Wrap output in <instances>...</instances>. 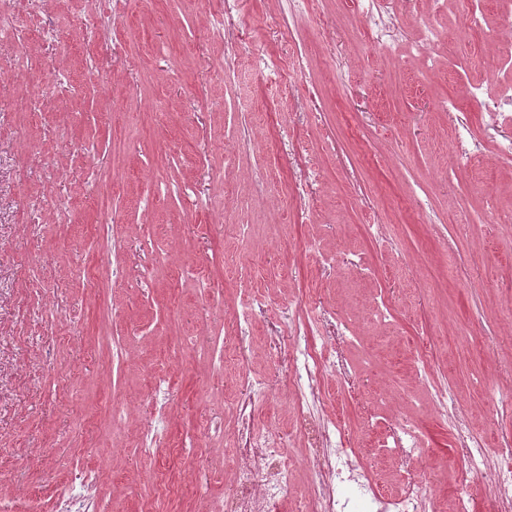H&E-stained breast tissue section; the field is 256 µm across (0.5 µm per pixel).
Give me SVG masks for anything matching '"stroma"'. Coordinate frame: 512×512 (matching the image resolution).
<instances>
[{"instance_id":"35a3bbf8","label":"stroma","mask_w":512,"mask_h":512,"mask_svg":"<svg viewBox=\"0 0 512 512\" xmlns=\"http://www.w3.org/2000/svg\"><path fill=\"white\" fill-rule=\"evenodd\" d=\"M116 6L121 18L92 30L87 0L24 2L16 33L0 36V63L24 61L0 74V507L60 512L61 486L95 468L98 512H211L232 492L241 373L273 388L256 426L300 420L279 329L310 305L359 335L346 352L356 389L322 411L343 413L350 446L390 486L365 412L410 419L423 465L453 461L413 378L419 343L473 432L493 448L512 436V395L486 386L512 371L500 342L512 334V162L492 153L512 121L486 127L512 52L483 36L512 18V0H482L478 34L464 0L438 14L401 0L408 40L429 22L447 36L431 68L374 47L352 0H310L292 24L277 0H235L245 47L231 78L204 20L224 0L95 7ZM45 19L56 45L37 34ZM295 47L307 67L281 86L249 66ZM55 71L65 83L30 111L25 87ZM472 85L482 97L467 96ZM445 98L479 143L464 167L448 156ZM234 138L246 145L229 159ZM311 241L338 265L323 266ZM256 289L268 312L243 336L230 318ZM378 297L392 319L375 330L365 317ZM189 459L215 482L189 485Z\"/></svg>"}]
</instances>
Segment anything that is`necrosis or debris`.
<instances>
[{"label": "necrosis or debris", "mask_w": 512, "mask_h": 512, "mask_svg": "<svg viewBox=\"0 0 512 512\" xmlns=\"http://www.w3.org/2000/svg\"><path fill=\"white\" fill-rule=\"evenodd\" d=\"M396 5L397 0H355L356 11L368 25L370 42L389 51L402 37ZM314 324L329 334V346L311 340L309 328ZM288 334L298 352L292 393L302 421L295 438L304 444L306 452L301 456L290 454L277 427L254 426L256 405L268 395L270 385L247 380L245 393L235 408L241 422L233 467L235 493L216 505L213 512H281L299 468L307 475V512H433V481L429 471L417 467L423 442L411 423L397 421L381 442L401 473V488L394 494L384 491L355 450L347 447L344 426L325 420L321 414L326 379L333 377L341 384L351 380L344 356L349 338L340 334L337 322L312 306L289 316ZM416 362L425 369L419 382L431 391L435 412L447 418L455 452L465 461L464 470L456 472L454 478L453 512H470L473 488L481 481L487 482L499 512H512V447L505 445L498 454H491L483 440L471 432L464 413L453 407L447 386L428 373L427 354L417 355Z\"/></svg>", "instance_id": "obj_1"}]
</instances>
